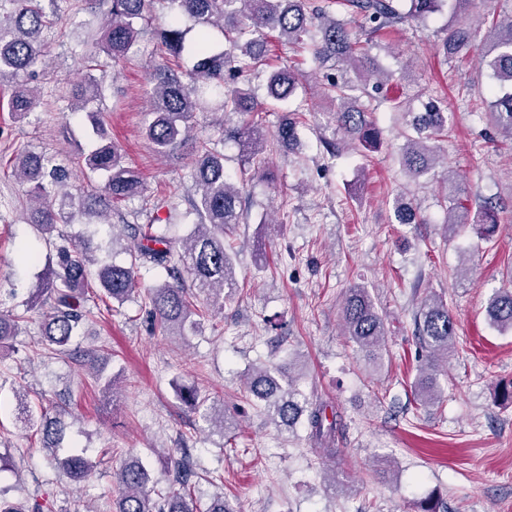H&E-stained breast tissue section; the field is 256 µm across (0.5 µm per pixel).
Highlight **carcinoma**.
Wrapping results in <instances>:
<instances>
[{
	"mask_svg": "<svg viewBox=\"0 0 512 512\" xmlns=\"http://www.w3.org/2000/svg\"><path fill=\"white\" fill-rule=\"evenodd\" d=\"M172 19L155 28V36L169 56L178 61L186 54L193 58L189 82L182 81L169 68L158 69L151 77L150 106L145 121V135L154 151L163 156L183 149L190 138V122L204 110L208 98H220V108L227 113L252 114L263 111L251 90L240 86L229 88L227 81L246 76L265 64L267 39L275 32L289 48L304 46L318 67L324 70L322 81L339 100L331 117V133L338 140L325 144L331 156L343 150L346 138L374 147L378 129L369 120L371 108L360 103L365 97L376 99L385 74L372 56L375 38L389 28L422 23L437 13L448 11V25L442 31L438 48L445 59H467L477 53L488 71L490 82L480 91L487 104L485 115L489 126L512 140V12L493 23L485 35L467 23L466 6L473 0H331L319 5L314 0H166ZM0 77L29 76L46 57L41 34L48 23L41 0H0ZM153 0H107V17L102 35L92 39L88 59L89 72L77 89L76 110L87 113L92 134L99 143L82 156L85 167L104 177L103 186L91 194L75 196L68 188L69 171L49 158L19 148L14 156V172L18 181L28 186L34 205L31 223L44 234L52 233L59 222L69 223L77 216L87 224L108 223L114 204L131 199L142 190L137 171L127 166L119 147L107 140V132L93 104L103 94L102 85L92 70L103 54L114 66L133 53L140 35L138 24L147 18ZM343 6L346 13L362 19V33L353 32L350 21L330 12V5ZM187 16L198 24L192 39L188 30L177 25V16ZM224 34V49L215 51L211 30ZM301 74L291 68L273 72L267 81V98L279 103L291 98L300 85ZM37 104L35 91L26 84L15 87L9 100V111L22 118ZM391 109L403 114L412 133H404L401 162L408 176L416 179L430 174L447 188V171L436 172L439 165L441 137L448 133V112L439 100L421 103L418 112L406 102L391 100ZM300 117L283 115L273 137L283 147L300 143ZM268 130L256 120L237 125H224V137L236 141L246 159L252 160L264 151ZM194 180L199 196L192 203L194 228L184 238L176 239L161 226L148 224L134 228L127 245L131 261L127 266L109 260L112 240L94 242L80 239L79 244L63 240L56 246L55 260L26 302L25 312L37 317L39 335L45 345L62 356H72L71 343L79 335L90 304L99 301L124 304L139 293L138 272L145 265L165 274L164 282L148 289L141 302L148 317L164 331L177 336L199 328L203 310L195 302L203 294L210 306L224 308V299L238 287L234 261L224 243V229L241 223L242 188L224 170V154L205 142L193 147ZM481 223L473 225L477 237L493 238L500 223L498 206L486 202L480 206ZM398 224H422L413 201L402 194L393 202ZM468 209L454 202L447 208L443 221L445 233L454 234L466 227ZM96 267L95 280H90L89 267ZM191 277L187 286L184 275ZM509 286L495 292L488 300L486 314L492 326L501 331L512 330V271L507 274ZM27 320L12 310L0 311V348L9 347ZM344 333L371 360L382 357L385 330L377 303L368 289L352 286L342 301ZM415 336L422 352L419 373L414 381V395L423 405L436 402L439 394L438 375L448 363L454 348L455 317L448 302L439 294L428 296L414 315ZM86 367L105 391L115 386V378L96 365L97 354L85 353ZM296 378L285 376L281 367L262 363L248 377V395L263 403L269 420L277 426L293 429L302 424L309 438L333 456L338 432L337 416L326 414V406L304 395L295 385ZM179 399L194 411H202L205 419L226 430L224 410L206 408L205 400L189 386L179 392ZM65 430L62 412L40 413L38 431L42 447L54 456L57 469L72 482L87 479L95 468L89 458L72 451L59 456V444ZM173 482L180 489L151 497L150 477L142 461L135 457L124 460L117 471L118 494L112 500V512H200L191 491L192 465L187 457L170 460ZM0 512H42V505L27 501L0 499Z\"/></svg>",
	"mask_w": 512,
	"mask_h": 512,
	"instance_id": "1",
	"label": "carcinoma"
}]
</instances>
